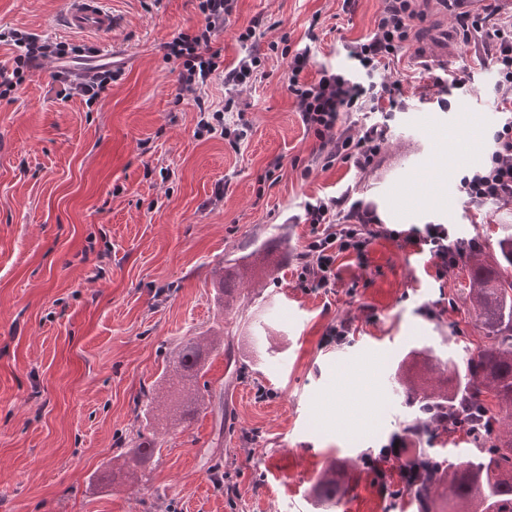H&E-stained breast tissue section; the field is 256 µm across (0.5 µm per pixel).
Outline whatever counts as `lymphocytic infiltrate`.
<instances>
[{"label":"lymphocytic infiltrate","mask_w":512,"mask_h":512,"mask_svg":"<svg viewBox=\"0 0 512 512\" xmlns=\"http://www.w3.org/2000/svg\"><path fill=\"white\" fill-rule=\"evenodd\" d=\"M237 0H199L203 16L200 29L179 32L163 46L166 59L179 63V96H193L199 111H206L200 94L214 74H221L229 95L223 109L212 112V121L223 122L224 138L238 146L247 135L246 121L227 123L225 115L233 111L234 91L252 84L263 61L259 52L249 51L233 65H224L220 49L213 43L233 15ZM464 0H447L464 42L475 41L493 51L497 72L496 92L512 103V19H503L494 5L482 12L463 8ZM425 20L420 0H382L372 33L348 47L353 62L350 70L320 68L316 79L305 76L310 65V42L315 32H308L307 46L283 51L287 61L288 92L293 97L306 131L319 142L317 160L323 167L346 164L357 170L371 168L383 151L387 129L376 123H362L358 129L343 127L342 120L355 112H399L406 102L398 82L384 79L383 73L399 54L419 35ZM10 38L21 52L15 58L11 77L0 80V96L12 88L14 79L35 70L40 60L60 59L71 55L66 43L47 42L29 33L13 31ZM212 121H200L199 128L211 131ZM466 200L478 204L488 200L512 203V116L507 117L494 136L492 151L484 163L460 180ZM305 221L312 227L302 255L299 285L305 290L328 291L336 287L340 275L336 268L339 256L363 258L367 248L378 238L386 237L402 248L428 253L437 276H444L462 257L457 242L450 238L447 225L425 224L409 229H392L382 224L375 210L351 193L317 198L305 206Z\"/></svg>","instance_id":"1"}]
</instances>
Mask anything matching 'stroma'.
<instances>
[{"label":"stroma","mask_w":512,"mask_h":512,"mask_svg":"<svg viewBox=\"0 0 512 512\" xmlns=\"http://www.w3.org/2000/svg\"><path fill=\"white\" fill-rule=\"evenodd\" d=\"M108 2L121 21L110 40L124 57L96 104L53 80L49 59L0 97V512H416L374 484L359 455L381 454L415 416L393 379L411 350L460 361L486 345L468 267L439 277L427 254L380 238L364 260L338 258L337 288L304 290V207L351 189L390 227L444 224L494 253L512 204L471 205L459 190L501 114L489 51L463 44L442 0H427L415 49L385 72L405 110L368 116L388 128L376 167L324 169L287 91L286 63L268 46L298 44L312 26L308 78L350 68L346 46L373 31L381 0H356L349 13L342 0H238L217 40L224 62L243 55L236 34L257 18L266 60L236 95L250 124L236 148L197 135L198 110L176 101L178 71L164 57L166 42L201 26L198 0ZM64 8L0 0V32L99 44L61 26ZM445 97L450 107H439ZM430 129L462 165L438 171L442 197L389 202L382 178L400 145L424 142ZM276 158L281 169L269 171ZM272 238L278 271L243 286L242 309L223 310L216 269ZM340 320L349 335L327 343ZM216 324L227 347L209 357L201 410L170 429L146 423L136 399L167 352ZM138 433L161 441L159 462L94 490V473ZM334 462L354 490L330 509L312 486ZM214 464L232 493L211 478Z\"/></svg>","instance_id":"35a3bbf8"}]
</instances>
